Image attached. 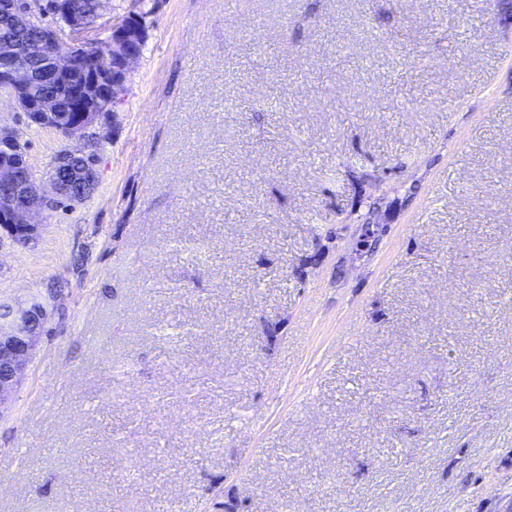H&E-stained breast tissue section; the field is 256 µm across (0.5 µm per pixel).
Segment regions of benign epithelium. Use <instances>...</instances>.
I'll use <instances>...</instances> for the list:
<instances>
[{
  "label": "benign epithelium",
  "instance_id": "1",
  "mask_svg": "<svg viewBox=\"0 0 512 512\" xmlns=\"http://www.w3.org/2000/svg\"><path fill=\"white\" fill-rule=\"evenodd\" d=\"M58 9L68 20L70 37L67 50L60 52L62 41L51 27L41 31L42 40L53 57V68L43 76L52 81L75 73L89 72L92 82L76 118L77 128L64 130L65 108L57 101L36 94L38 81L31 79L15 65L14 47L0 43V86L10 89L15 108L28 125L50 128L70 139H90L91 129L98 124L100 112L94 95L96 87L124 88L127 75L142 55L149 37L146 19L132 10L125 20L112 21V41L109 43V64L89 68L78 56V50L97 43L88 36L93 28L83 17L81 5L74 0H59ZM15 132L0 128V234L11 242L25 246L37 237L46 212L65 198H83L92 193L97 172L90 155L81 149L66 150L57 157L47 186L40 188L30 178L27 155L15 148ZM81 161L84 178L73 177L72 164ZM56 307V296L34 295L23 301L0 298V410L13 398L21 384L32 355L37 350L46 326Z\"/></svg>",
  "mask_w": 512,
  "mask_h": 512
}]
</instances>
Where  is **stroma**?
I'll use <instances>...</instances> for the list:
<instances>
[{
  "mask_svg": "<svg viewBox=\"0 0 512 512\" xmlns=\"http://www.w3.org/2000/svg\"><path fill=\"white\" fill-rule=\"evenodd\" d=\"M502 2L109 0L149 40L96 189L0 242L58 292L0 512H512ZM0 125L39 184L75 145Z\"/></svg>",
  "mask_w": 512,
  "mask_h": 512,
  "instance_id": "stroma-1",
  "label": "stroma"
}]
</instances>
